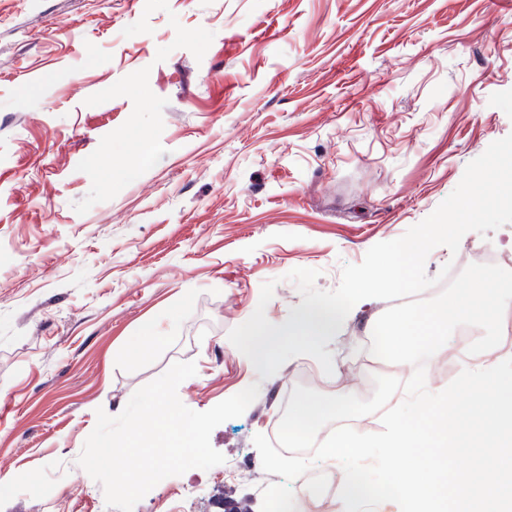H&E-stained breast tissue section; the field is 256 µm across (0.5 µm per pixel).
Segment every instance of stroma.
Segmentation results:
<instances>
[{
  "label": "stroma",
  "mask_w": 512,
  "mask_h": 512,
  "mask_svg": "<svg viewBox=\"0 0 512 512\" xmlns=\"http://www.w3.org/2000/svg\"><path fill=\"white\" fill-rule=\"evenodd\" d=\"M512 133L504 0H0V512H110L77 463L97 410L119 415L177 361L203 412L257 398L211 433L225 457L159 482L133 512H261L253 443L307 356L261 378L228 334L275 281L268 320L302 303L295 268L343 265L429 216ZM375 300L325 349L367 342ZM165 341L142 360L146 332Z\"/></svg>",
  "instance_id": "obj_1"
}]
</instances>
